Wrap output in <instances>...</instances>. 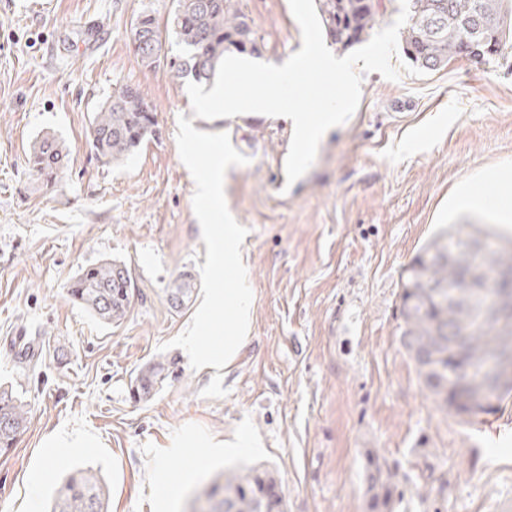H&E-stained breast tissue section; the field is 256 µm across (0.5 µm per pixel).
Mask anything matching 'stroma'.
I'll use <instances>...</instances> for the list:
<instances>
[{"label":"stroma","instance_id":"1","mask_svg":"<svg viewBox=\"0 0 512 512\" xmlns=\"http://www.w3.org/2000/svg\"><path fill=\"white\" fill-rule=\"evenodd\" d=\"M172 0H0V384L31 416L0 454V512H48L71 469L95 472L107 512H188L227 468H274L285 512H368L365 457L400 478L395 512H497L512 498V390L475 415L443 410L421 385L401 336L407 271L439 231L512 221L465 206L461 187L493 196L488 172L512 170V46L491 64L452 58L436 71L404 53L400 77L362 76L357 110L320 142L309 170L287 184L289 122L249 113L194 117L186 85L135 56L141 11L167 16ZM282 65L302 47L289 0H240ZM106 28L82 46V24ZM140 86L161 131L112 164L89 145L90 121L113 89ZM227 133L248 159L225 175V198L248 233L241 246L253 293L248 340L230 372L192 369L167 341L191 306L166 290L198 272L206 245L194 180L180 159L179 118ZM52 132L69 147L58 182L43 188L27 166ZM132 272L131 308L105 325L69 301L81 271L104 260ZM173 372L135 397L140 370ZM250 431L253 453L197 458L187 437L221 442ZM79 434L88 448H56Z\"/></svg>","mask_w":512,"mask_h":512}]
</instances>
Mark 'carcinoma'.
<instances>
[{
	"mask_svg": "<svg viewBox=\"0 0 512 512\" xmlns=\"http://www.w3.org/2000/svg\"><path fill=\"white\" fill-rule=\"evenodd\" d=\"M240 0H173L163 21L142 11L132 23L134 53L146 68L160 65L166 39L180 52L166 59V72L178 82L209 83L231 53H261L252 21ZM327 37L343 48L366 40L379 17L378 0H316ZM408 22L402 32L403 52L424 70H437L462 54L457 19L478 15L496 49L493 62L512 42V0H409ZM353 17L355 26L346 24ZM158 135L154 108L137 86L124 84L93 114L90 145L113 162L127 159ZM68 150L56 136L36 140L28 158L32 174L55 184L67 164ZM451 224L434 238L407 270L402 295V345L415 364L423 387L445 410L461 414L457 380H466L477 399L499 398L512 382L496 375L499 359L512 353V316L483 310L487 296L512 288V247L493 248L496 233L480 224ZM131 273L126 264L106 261L82 270L67 288L68 298L104 324L124 319L130 311ZM193 284L178 274L167 289L172 308L182 310L192 300ZM165 363L157 361L135 378L138 395L149 396L164 380ZM29 405L11 388L0 386V453L13 448L26 429ZM369 512H393L399 495L396 473L377 455L365 462ZM217 501L214 512H284L281 487L266 467L221 472L205 490ZM100 479L89 470L71 473L57 490L51 512H106Z\"/></svg>",
	"mask_w": 512,
	"mask_h": 512,
	"instance_id": "1",
	"label": "carcinoma"
}]
</instances>
